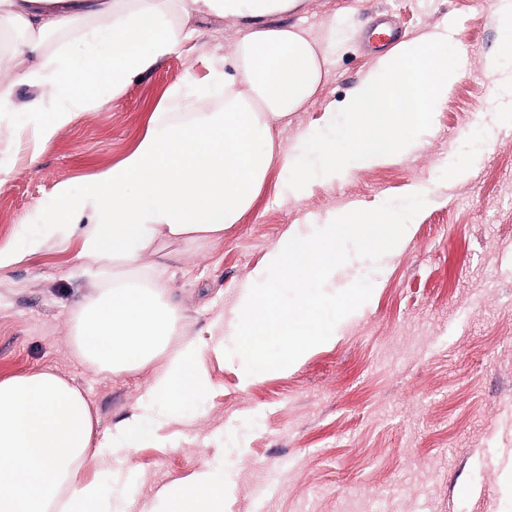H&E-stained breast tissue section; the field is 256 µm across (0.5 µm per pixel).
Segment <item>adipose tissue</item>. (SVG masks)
I'll use <instances>...</instances> for the list:
<instances>
[{"instance_id":"1","label":"adipose tissue","mask_w":512,"mask_h":512,"mask_svg":"<svg viewBox=\"0 0 512 512\" xmlns=\"http://www.w3.org/2000/svg\"><path fill=\"white\" fill-rule=\"evenodd\" d=\"M302 0H0V129L30 151L79 112H106L113 96L192 39L195 18L240 22L244 33L213 71L212 83H189L179 112L155 113L146 134L119 164L88 180L79 194L60 189L46 236L24 224L21 247H0V269L43 250L49 241L81 242V274L99 286L79 303L72 344L96 371L120 375L163 359L138 410L111 435L80 390L51 372L0 380V512H112L99 486L78 481L81 468L140 443L151 420L201 393L194 371L203 346L183 339L177 306H164V263L141 284L113 281L115 263L136 265L160 244L220 239L252 208L275 163L298 178L335 180L340 169L391 162L415 150L413 134L429 125L457 81L458 66L441 32L405 39L376 57L347 98L327 106L319 140L300 134L285 149L274 122L302 110L317 92L329 58L350 39L331 29L324 42L276 16ZM66 35L55 52L45 38ZM104 83L109 95L86 86ZM27 87L16 100L17 87ZM224 105L197 112L200 93ZM22 114L23 122L11 117ZM224 485L209 476L181 485L170 512H222Z\"/></svg>"}]
</instances>
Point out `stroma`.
Returning <instances> with one entry per match:
<instances>
[{
    "mask_svg": "<svg viewBox=\"0 0 512 512\" xmlns=\"http://www.w3.org/2000/svg\"><path fill=\"white\" fill-rule=\"evenodd\" d=\"M498 0H308L282 22L318 41L333 26L352 38L327 68L314 101L275 124L284 145L318 132L391 41L448 32L460 76L437 105L420 146L402 159L359 166L288 194L292 169L274 166L252 209L220 240L173 242L169 295L181 336L204 344L197 369L207 391L150 427V436L82 477L112 495V512H168L165 490L202 473L224 479L223 512H512V105L494 75L512 58ZM190 52L168 56L113 98L81 112L38 158L0 138V245L21 246L26 219L43 222L58 189L79 193L121 161L154 113L171 107L187 78L206 80L212 58L240 36L231 20L197 22ZM419 188L427 204L397 252L346 265L344 289L366 276L370 299L344 318L335 341L282 370L243 383L236 358L213 352L239 287L290 230L308 234L333 212ZM78 239L0 270V380L52 371L83 391L99 428L111 431L138 405L159 362L121 375L88 368L70 340L91 284L73 277ZM468 489L460 497V489Z\"/></svg>",
    "mask_w": 512,
    "mask_h": 512,
    "instance_id": "obj_1",
    "label": "stroma"
}]
</instances>
